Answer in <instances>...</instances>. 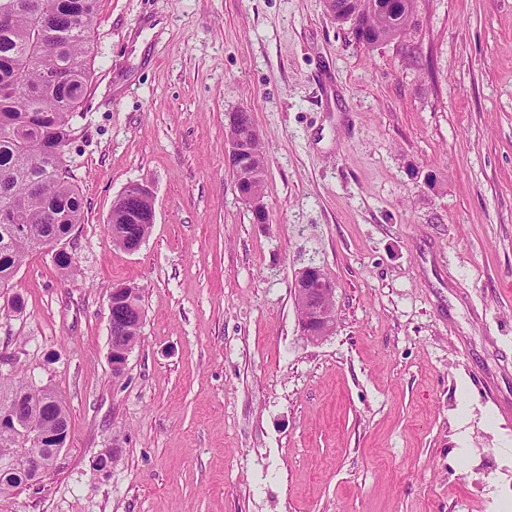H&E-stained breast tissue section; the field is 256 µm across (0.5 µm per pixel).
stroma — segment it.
Returning a JSON list of instances; mask_svg holds the SVG:
<instances>
[{"label":"stroma","mask_w":512,"mask_h":512,"mask_svg":"<svg viewBox=\"0 0 512 512\" xmlns=\"http://www.w3.org/2000/svg\"><path fill=\"white\" fill-rule=\"evenodd\" d=\"M67 161L75 275L31 255L0 367L55 390L70 440L0 512H491L512 496V0H417L367 48L323 0H99ZM267 155L257 224L224 127ZM149 184L136 252L105 231ZM309 266L336 328L301 333ZM144 320L114 377L108 294ZM469 421L459 427L461 401ZM119 442L110 473L100 449ZM244 117L242 118V125L240 113H231L228 116L227 122V136L226 143L228 145L227 159L231 168L240 166L248 155L256 152L257 148L263 147L262 142L257 139H261L258 130L254 127L251 117L248 112H242ZM247 133L248 136L254 137L250 139L248 136L241 132ZM334 293V286L318 267L305 268L295 281L293 295L301 332L313 344L322 342L334 331Z\"/></svg>","instance_id":"1"}]
</instances>
